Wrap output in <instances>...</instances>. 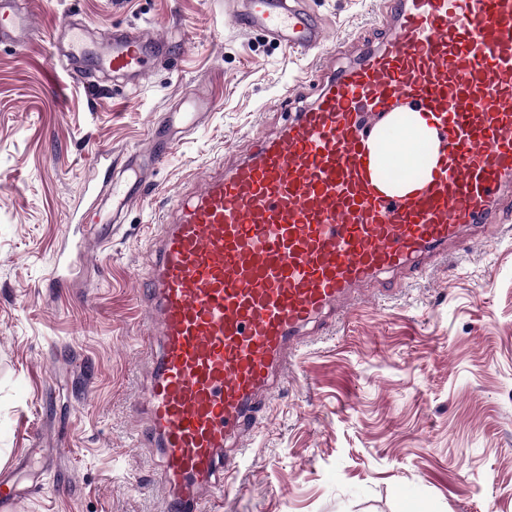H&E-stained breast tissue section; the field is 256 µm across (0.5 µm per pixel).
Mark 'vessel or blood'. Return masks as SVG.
Here are the masks:
<instances>
[{
  "mask_svg": "<svg viewBox=\"0 0 512 512\" xmlns=\"http://www.w3.org/2000/svg\"><path fill=\"white\" fill-rule=\"evenodd\" d=\"M388 4L380 44L174 200L153 239L140 290L151 370L134 445L159 452L164 512H217L238 468L224 446L255 431L309 329L512 210V0ZM237 19L297 52L327 48L323 24L285 0H248ZM65 32L84 79L137 84L170 51L165 37ZM37 35L23 0H0V42ZM409 132L421 149L410 172L399 151ZM140 192L115 178L85 189L116 218Z\"/></svg>",
  "mask_w": 512,
  "mask_h": 512,
  "instance_id": "b4317fda",
  "label": "vessel or blood"
}]
</instances>
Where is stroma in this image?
Here are the masks:
<instances>
[{"label": "stroma", "mask_w": 512, "mask_h": 512, "mask_svg": "<svg viewBox=\"0 0 512 512\" xmlns=\"http://www.w3.org/2000/svg\"><path fill=\"white\" fill-rule=\"evenodd\" d=\"M37 27L177 30L135 89H89L44 40L0 44V473L9 512H164L159 456L133 445L147 358L139 276L168 201L283 124L284 93L383 35L385 0H305L329 53L290 52L224 0H27ZM210 102L197 121L188 97ZM159 122L185 130L118 228L83 196ZM82 262L49 285L58 249ZM70 452L58 455L57 443ZM222 512H512V232L366 297L307 337L247 443Z\"/></svg>", "instance_id": "stroma-1"}]
</instances>
